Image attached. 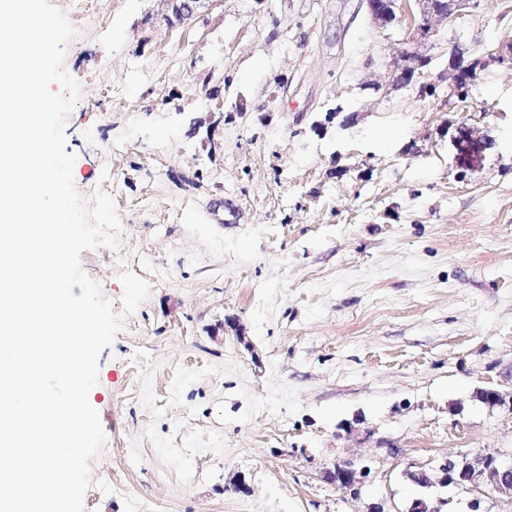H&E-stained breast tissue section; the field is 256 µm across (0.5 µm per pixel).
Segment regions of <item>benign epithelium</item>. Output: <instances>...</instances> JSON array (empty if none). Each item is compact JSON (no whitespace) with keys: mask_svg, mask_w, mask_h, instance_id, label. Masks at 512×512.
<instances>
[{"mask_svg":"<svg viewBox=\"0 0 512 512\" xmlns=\"http://www.w3.org/2000/svg\"><path fill=\"white\" fill-rule=\"evenodd\" d=\"M173 16L180 21L190 20L210 9L215 0H168ZM398 0H366L368 14L380 27L390 26L396 19ZM420 20L408 29L407 40L417 45L434 36L432 19H449L464 7H477L480 0H412ZM428 64V58L415 51H402L389 64L391 69L390 89L400 90L409 86L416 71ZM445 473V482L466 493H480L489 488L505 496L512 495V462L508 463L493 452H480L459 464L451 459L440 466ZM370 468H355L352 461L343 460L335 465L330 479L337 485L352 489L362 485Z\"/></svg>","mask_w":512,"mask_h":512,"instance_id":"obj_1","label":"benign epithelium"}]
</instances>
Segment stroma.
Here are the masks:
<instances>
[{"label": "stroma", "mask_w": 512, "mask_h": 512, "mask_svg": "<svg viewBox=\"0 0 512 512\" xmlns=\"http://www.w3.org/2000/svg\"><path fill=\"white\" fill-rule=\"evenodd\" d=\"M71 23L74 185L122 224L81 267L117 311L121 272L151 287L99 358L91 471L113 491L84 512H469L439 464L512 459V65L489 59L512 0L435 22L398 91L404 29L363 0H221L188 24L95 0ZM340 460L370 466L360 495L325 480ZM428 58L416 51H401L397 58L389 64L391 69V90H400L409 86L416 71L428 64ZM388 89V90H389Z\"/></svg>", "instance_id": "obj_1"}]
</instances>
